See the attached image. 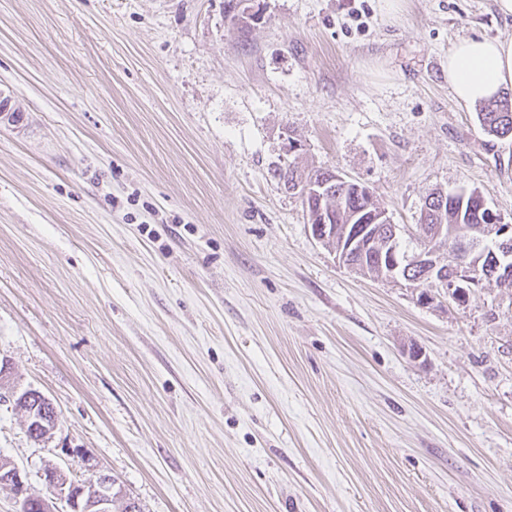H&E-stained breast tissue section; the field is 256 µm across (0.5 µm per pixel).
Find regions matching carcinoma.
Segmentation results:
<instances>
[{
  "label": "carcinoma",
  "mask_w": 512,
  "mask_h": 512,
  "mask_svg": "<svg viewBox=\"0 0 512 512\" xmlns=\"http://www.w3.org/2000/svg\"><path fill=\"white\" fill-rule=\"evenodd\" d=\"M229 7L226 19L244 36L249 35L263 19V15L252 11L254 0H225ZM484 130L491 135L502 137L512 134V96L505 93L497 100L484 105L481 113ZM329 173L327 169H315L308 172L299 171L295 165L288 164L281 177L284 184L306 183L320 180ZM332 194L323 198L307 192L302 195L308 223L320 220V213L332 216L330 223L343 224H377L382 208L373 200L369 189L359 183L337 182ZM429 207L421 212L423 224H446L448 228L459 226L476 227L488 223V211L483 206L479 195L471 192L441 194L431 192Z\"/></svg>",
  "instance_id": "1"
}]
</instances>
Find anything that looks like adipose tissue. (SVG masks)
<instances>
[{
    "instance_id": "obj_1",
    "label": "adipose tissue",
    "mask_w": 512,
    "mask_h": 512,
    "mask_svg": "<svg viewBox=\"0 0 512 512\" xmlns=\"http://www.w3.org/2000/svg\"><path fill=\"white\" fill-rule=\"evenodd\" d=\"M448 84L466 105L500 96L512 87V39L460 38L448 52Z\"/></svg>"
}]
</instances>
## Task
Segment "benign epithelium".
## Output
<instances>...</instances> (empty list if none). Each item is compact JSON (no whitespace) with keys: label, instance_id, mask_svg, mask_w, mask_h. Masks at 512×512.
Returning a JSON list of instances; mask_svg holds the SVG:
<instances>
[{"label":"benign epithelium","instance_id":"obj_1","mask_svg":"<svg viewBox=\"0 0 512 512\" xmlns=\"http://www.w3.org/2000/svg\"><path fill=\"white\" fill-rule=\"evenodd\" d=\"M405 234L403 227L392 223L377 227L349 224L342 232L336 258L354 271L372 260H387V278L417 286V299L425 305L446 295L462 306L470 297L465 289L505 278L512 272L498 258L500 254L512 253V224L504 223L494 212L490 213L489 223L452 238L443 224H419L411 233L417 248L402 254L398 252V243ZM354 254L358 255V262L352 264L348 259ZM6 402L25 413L26 431L36 441L48 438L58 424L52 402L39 391L13 389L7 396L0 393V403ZM90 470L94 479L89 485L70 480L53 464L45 465L41 477L52 499L66 503L67 512H112L116 480L93 466ZM0 486L13 494L18 512L36 508L55 512L52 499L34 490L27 475L2 458Z\"/></svg>","mask_w":512,"mask_h":512}]
</instances>
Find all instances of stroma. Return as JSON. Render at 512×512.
Here are the masks:
<instances>
[{
  "instance_id": "35a3bbf8",
  "label": "stroma",
  "mask_w": 512,
  "mask_h": 512,
  "mask_svg": "<svg viewBox=\"0 0 512 512\" xmlns=\"http://www.w3.org/2000/svg\"><path fill=\"white\" fill-rule=\"evenodd\" d=\"M0 0V457L142 512H512V288L423 305L338 263L289 163L512 222V138L448 86L494 0ZM301 148L289 152V139ZM79 456H70V449ZM256 0H227L225 3L226 19L229 20L231 25L235 27L243 36H248L253 29L264 19L259 11L253 12L251 9L254 7ZM235 2L234 4H232ZM226 5L229 10H226ZM1 390L0 403H12L15 409L25 413L26 431L32 439L42 441L52 434L58 419L49 398L32 389L22 391L13 389L8 392V396L3 395Z\"/></svg>"
}]
</instances>
